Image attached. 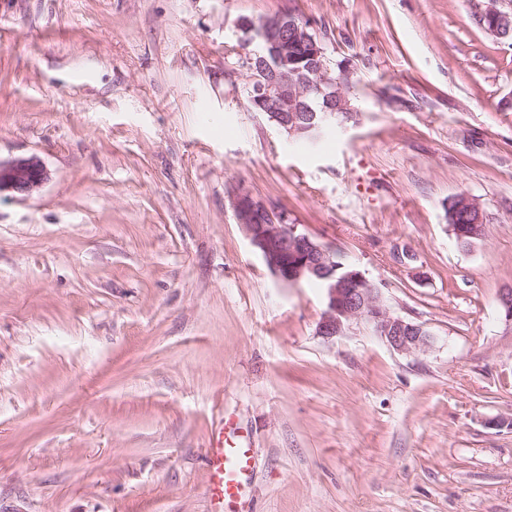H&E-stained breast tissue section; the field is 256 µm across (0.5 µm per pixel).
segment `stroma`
I'll use <instances>...</instances> for the list:
<instances>
[{
  "label": "stroma",
  "mask_w": 512,
  "mask_h": 512,
  "mask_svg": "<svg viewBox=\"0 0 512 512\" xmlns=\"http://www.w3.org/2000/svg\"><path fill=\"white\" fill-rule=\"evenodd\" d=\"M287 9L352 73L314 142L248 104L237 23ZM511 95L471 0H0V159L50 172L0 194V512H207L227 418L239 512H512ZM236 188L432 348L318 336L322 289L271 274ZM458 199L461 200L462 205L466 206L468 210L474 211L478 214L479 224L474 223L475 217H473L465 209L458 207L456 195L448 199V224H461L462 226L449 225L450 230L460 242L464 237H470L465 238V240L462 242L465 244H470L471 241H475L472 238L481 239L483 236L484 225H480L481 223H484L483 213L478 202L472 196L461 193L458 195ZM466 224H472L474 226L469 228L466 227ZM224 427L231 429L230 436L235 439L219 438L216 443H210L207 449L208 512L231 509L241 496L244 479L251 469V448L247 437L231 420L225 422Z\"/></svg>",
  "instance_id": "obj_1"
}]
</instances>
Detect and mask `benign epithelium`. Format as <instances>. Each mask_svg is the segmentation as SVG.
<instances>
[{
    "label": "benign epithelium",
    "instance_id": "1",
    "mask_svg": "<svg viewBox=\"0 0 512 512\" xmlns=\"http://www.w3.org/2000/svg\"><path fill=\"white\" fill-rule=\"evenodd\" d=\"M478 19L483 30L497 40L512 33V11L503 8L501 0L479 5ZM239 28L244 34L240 56L250 72L248 101L252 111L266 114L286 134L311 135L350 110L349 100L336 89V81L323 74L326 49L310 21L290 10L259 21L243 18ZM312 92L324 96L320 112L305 102ZM49 178L45 164L35 155L0 160V193L26 198ZM458 199L478 214L479 223L470 228L452 225V234L459 241L482 238L484 217L478 202L465 193ZM231 205L236 223L277 280L285 284L310 278L324 281L319 335L340 336L356 324L371 330L398 353L416 354L433 345L422 325L391 313L379 289L360 271L354 269L336 277V250L300 230L299 225L288 223V213L276 211L243 191L232 194Z\"/></svg>",
    "mask_w": 512,
    "mask_h": 512
}]
</instances>
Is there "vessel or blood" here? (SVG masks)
Returning a JSON list of instances; mask_svg holds the SVG:
<instances>
[{"label": "vessel or blood", "mask_w": 512, "mask_h": 512, "mask_svg": "<svg viewBox=\"0 0 512 512\" xmlns=\"http://www.w3.org/2000/svg\"><path fill=\"white\" fill-rule=\"evenodd\" d=\"M231 434V439L217 441L207 449L209 512H228L235 505L251 469L247 438L236 426Z\"/></svg>", "instance_id": "obj_1"}]
</instances>
